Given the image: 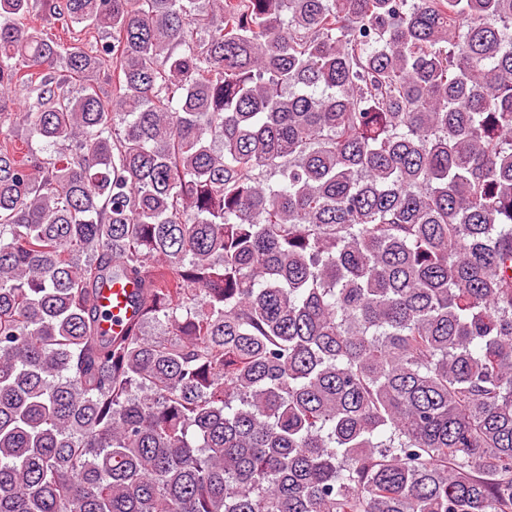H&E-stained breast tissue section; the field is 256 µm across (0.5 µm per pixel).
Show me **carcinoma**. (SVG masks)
<instances>
[{"label": "carcinoma", "mask_w": 512, "mask_h": 512, "mask_svg": "<svg viewBox=\"0 0 512 512\" xmlns=\"http://www.w3.org/2000/svg\"><path fill=\"white\" fill-rule=\"evenodd\" d=\"M40 4L0 0V512H512V0ZM136 289L130 283H110L101 291L100 305L103 310L112 312V320L102 321L101 327L113 335L121 333L123 319L131 318V309L128 306V298ZM117 318L121 321L118 322Z\"/></svg>", "instance_id": "1"}]
</instances>
